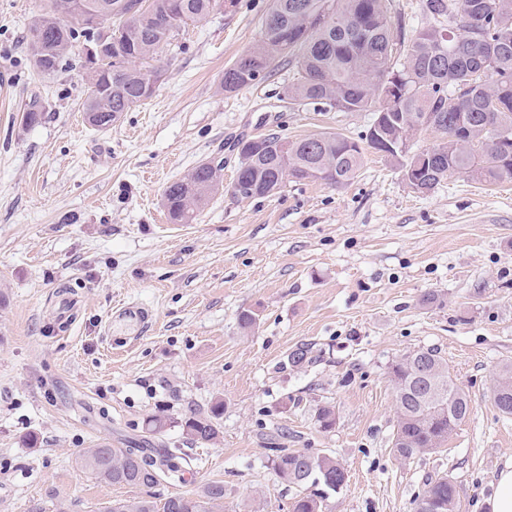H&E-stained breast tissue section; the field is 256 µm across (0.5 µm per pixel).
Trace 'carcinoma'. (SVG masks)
Wrapping results in <instances>:
<instances>
[{
    "mask_svg": "<svg viewBox=\"0 0 512 512\" xmlns=\"http://www.w3.org/2000/svg\"><path fill=\"white\" fill-rule=\"evenodd\" d=\"M236 0H49L48 9L25 37L36 67L56 74L76 45L86 39L75 11L101 15L111 22L112 61L80 59L87 84L83 102L86 122L103 130L149 98L162 77L149 66L171 44L181 27L200 22ZM434 24L404 44L394 33L385 0H272L261 23V37L224 69L221 87L233 93L269 73L278 56L288 58L298 77L288 84V99L320 104L340 112H370L369 148L398 164L410 185L421 193L455 175L482 184L512 181V0H423ZM260 76H255L256 68ZM45 119L33 100L21 115L27 127ZM438 140L414 148L417 132ZM268 147L257 153L252 140L238 142L240 166L235 183L252 187V196L278 194L285 181L323 182L342 187L363 161V150L338 133L322 132L273 145L280 136L264 137ZM223 164L205 161L164 191L171 220L188 224L195 211L223 186ZM312 360L301 345L288 354L300 367ZM410 357L392 363L396 393L400 459L434 451L472 412L471 400L448 379V408L421 405L404 393L413 377ZM497 409L512 415V385L493 387ZM224 401L205 412H191L182 424L189 439L208 444L219 434ZM319 427L336 425L332 406L317 409ZM184 458L171 448H113L101 444L79 455L89 474L109 485L151 489L160 480L183 478ZM278 477L300 488L292 512H325L329 495L346 482L336 459L309 449L281 450L273 461ZM417 500L430 501L438 512H456V484L446 476L429 477ZM105 512H224V483L211 481L195 498L169 496L112 503Z\"/></svg>",
    "mask_w": 512,
    "mask_h": 512,
    "instance_id": "obj_1",
    "label": "carcinoma"
}]
</instances>
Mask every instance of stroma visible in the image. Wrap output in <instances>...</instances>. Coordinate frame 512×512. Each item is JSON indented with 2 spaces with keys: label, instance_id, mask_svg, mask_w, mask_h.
Wrapping results in <instances>:
<instances>
[{
  "label": "stroma",
  "instance_id": "35a3bbf8",
  "mask_svg": "<svg viewBox=\"0 0 512 512\" xmlns=\"http://www.w3.org/2000/svg\"><path fill=\"white\" fill-rule=\"evenodd\" d=\"M271 0H238L182 29L150 98L106 130L84 121V81L40 74L25 35L47 0H0V512H102L140 496L76 464L86 448L166 446L184 481L155 498L224 483V512H291L278 449L330 455L343 488L326 512H413L427 476L458 489L457 512H491L512 463V416L491 400L512 363V182L457 175L422 194L366 150L344 188L287 182L273 197L232 189L237 140L318 132L364 142L370 113L292 104L276 60L234 93L225 67L260 37ZM46 109L20 124L31 98ZM223 186L189 224L163 194L199 163ZM255 313L242 330V311ZM315 364L292 367L296 346ZM436 350L472 399L443 448L396 459L391 363ZM223 398L220 434L187 438L190 410ZM331 404L336 424L320 428ZM166 415L162 433L147 421Z\"/></svg>",
  "mask_w": 512,
  "mask_h": 512
}]
</instances>
